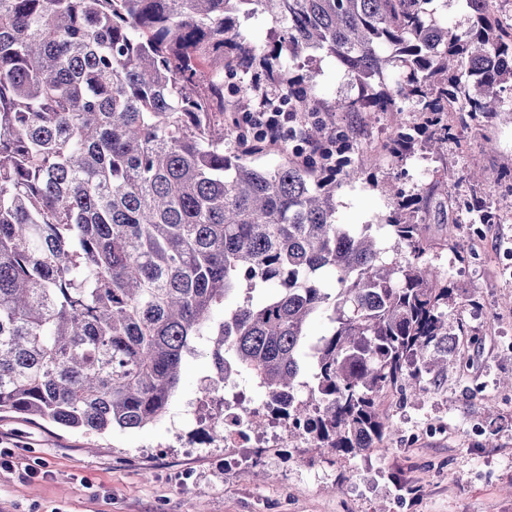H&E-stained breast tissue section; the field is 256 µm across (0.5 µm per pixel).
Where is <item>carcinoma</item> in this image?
<instances>
[{
  "instance_id": "cac0c4a2",
  "label": "carcinoma",
  "mask_w": 512,
  "mask_h": 512,
  "mask_svg": "<svg viewBox=\"0 0 512 512\" xmlns=\"http://www.w3.org/2000/svg\"><path fill=\"white\" fill-rule=\"evenodd\" d=\"M433 2L0 0V413L142 429L207 344L222 379H256L321 451L359 454L391 432L379 395L458 362L453 289L424 262L421 197L396 198L384 224H339L336 194L361 168L309 147L326 144L338 112L406 102L446 141L448 92L474 118L512 90V25L464 0L459 31ZM266 11L279 30L259 51L239 18ZM317 53L357 97L311 96L297 70ZM206 63L252 69L317 117L293 155L266 169L224 149V82ZM389 67L405 74L394 87L376 78ZM413 143L399 132L390 152L400 160ZM382 229L404 261H388ZM324 313L332 332L312 342ZM293 387L307 400L285 399Z\"/></svg>"
}]
</instances>
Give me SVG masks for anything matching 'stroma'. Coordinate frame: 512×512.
<instances>
[{"label": "stroma", "mask_w": 512, "mask_h": 512, "mask_svg": "<svg viewBox=\"0 0 512 512\" xmlns=\"http://www.w3.org/2000/svg\"><path fill=\"white\" fill-rule=\"evenodd\" d=\"M312 94L331 102L356 96L334 58L311 63ZM426 113L340 116L338 127L353 146L362 174L336 201L341 224H381L393 209V191L427 196L415 217L438 267L454 292L448 332L460 343L467 370L451 367L432 377L420 394L388 389L380 398L396 430L369 453L336 457L308 448H271L258 479L241 481L224 469L226 448H207L206 432L178 425L188 402L212 372L206 351L187 356L165 417L139 430L87 434L42 419L0 413L14 470L0 469V512H512V276L503 272V246L512 243V112L446 121L456 139L433 150L419 135ZM415 135L411 157L378 154L395 130ZM434 174L419 176L415 157ZM467 205H490L508 218L487 224L479 248L446 242L448 194ZM434 422L443 434L411 443L406 429ZM484 433L471 438L474 423ZM34 469L33 479H20Z\"/></svg>", "instance_id": "stroma-1"}]
</instances>
